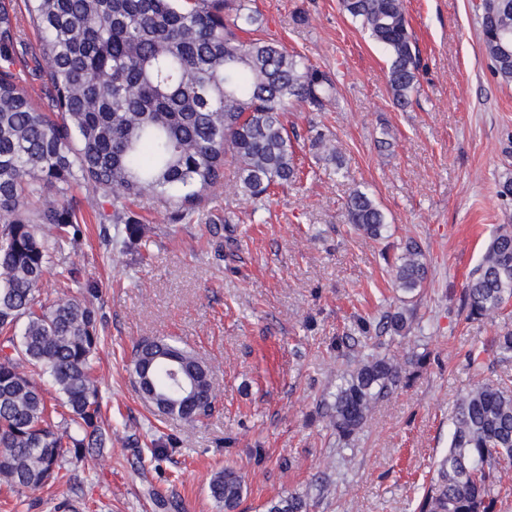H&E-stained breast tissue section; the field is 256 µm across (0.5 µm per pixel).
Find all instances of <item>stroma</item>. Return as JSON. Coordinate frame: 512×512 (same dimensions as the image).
I'll use <instances>...</instances> for the list:
<instances>
[{
	"mask_svg": "<svg viewBox=\"0 0 512 512\" xmlns=\"http://www.w3.org/2000/svg\"><path fill=\"white\" fill-rule=\"evenodd\" d=\"M480 0H405L416 41L418 82L406 108L394 106L387 59L341 10L340 0H255L264 36L330 71L337 98L326 111L289 113L299 135L301 182L254 209L226 164L202 223L173 224L143 197L132 211L142 244L105 250L99 192L77 198L87 220L70 261L95 282L102 320L95 376L112 425L106 448L72 464L74 480L16 494L0 486V512H219L208 493L214 471L236 470L246 492L239 512L307 495L310 512H412L423 483L448 448V412L485 378L512 376V361L488 347L512 332V305L472 320L466 278L500 225L512 226V82L485 50ZM330 136L336 165L312 149L313 129ZM387 216L385 239L349 229L353 189ZM224 259L215 261L207 222L223 221ZM416 239L428 274L404 338L381 352L428 351L408 386L378 402L364 428L337 443L320 415L338 375L364 353L350 346L358 319L378 323L399 307L387 259ZM174 336L210 366L211 414L192 425L159 416L127 370L135 342ZM486 350L476 370L473 350Z\"/></svg>",
	"mask_w": 512,
	"mask_h": 512,
	"instance_id": "stroma-1",
	"label": "stroma"
}]
</instances>
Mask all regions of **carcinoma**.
Masks as SVG:
<instances>
[{
  "label": "carcinoma",
  "mask_w": 512,
  "mask_h": 512,
  "mask_svg": "<svg viewBox=\"0 0 512 512\" xmlns=\"http://www.w3.org/2000/svg\"><path fill=\"white\" fill-rule=\"evenodd\" d=\"M34 46L12 27L13 0H0V485L23 493L73 480L66 464L112 440L101 421L93 362L101 337L97 288L80 280L70 256L83 236L74 195L86 187L112 194L101 214L105 248L143 237L131 215L149 195L169 208L172 224L201 220L208 193L236 168L240 193L264 209L272 190L300 179L286 114L323 112L335 99L331 76L281 43L259 38L262 14L252 0H23ZM342 10L381 46L394 104L406 107L417 83L415 40L404 0H340ZM484 44L495 71L512 80V0H482ZM40 81L36 106L18 71ZM345 221L371 239L386 216L365 191L345 204ZM208 225L215 257L224 259V225ZM404 306L388 311L378 333L412 328L414 302L427 277V257L410 239L390 265ZM60 290L41 299L46 272ZM468 317L490 319L512 301V229L491 237L463 291ZM428 352L399 361L371 352L342 373L325 415L347 443L371 407L404 387ZM130 376L166 417L198 422L213 408L210 368L168 337L132 346ZM60 394L48 404L37 378ZM447 452L423 486L416 512H497L502 462L512 460V378L482 380L451 411ZM224 512H237L244 480L231 468L209 482ZM291 494L266 512H308Z\"/></svg>",
  "instance_id": "obj_1"
}]
</instances>
